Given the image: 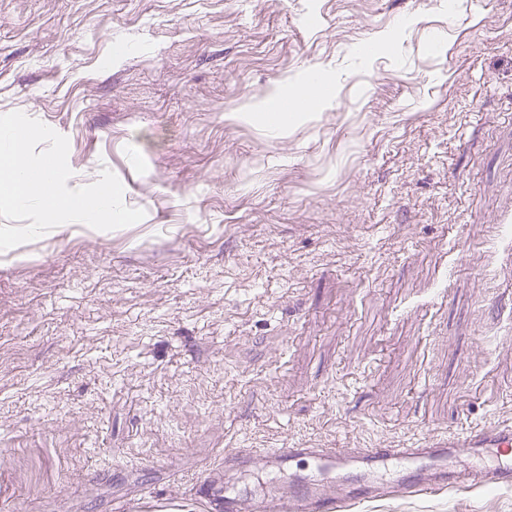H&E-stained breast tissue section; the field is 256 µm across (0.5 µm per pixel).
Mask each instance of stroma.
I'll list each match as a JSON object with an SVG mask.
<instances>
[{
  "label": "stroma",
  "instance_id": "1",
  "mask_svg": "<svg viewBox=\"0 0 512 512\" xmlns=\"http://www.w3.org/2000/svg\"><path fill=\"white\" fill-rule=\"evenodd\" d=\"M318 70L314 118L241 119ZM14 111L145 217L0 252V512H198L233 448L512 427V0H0Z\"/></svg>",
  "mask_w": 512,
  "mask_h": 512
}]
</instances>
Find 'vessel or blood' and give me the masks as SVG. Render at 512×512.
<instances>
[{
  "label": "vessel or blood",
  "mask_w": 512,
  "mask_h": 512,
  "mask_svg": "<svg viewBox=\"0 0 512 512\" xmlns=\"http://www.w3.org/2000/svg\"><path fill=\"white\" fill-rule=\"evenodd\" d=\"M461 453L471 456L473 465L460 472L446 468L448 458ZM224 458L258 459L280 475L266 493L248 502L225 495V512H349L352 505L373 496L420 497L487 485L512 488V429L494 427L464 429L441 442L424 441L413 448H242ZM303 458L313 462L314 472L292 473L294 462ZM354 468L368 471L376 495L337 493L336 477Z\"/></svg>",
  "instance_id": "1"
}]
</instances>
